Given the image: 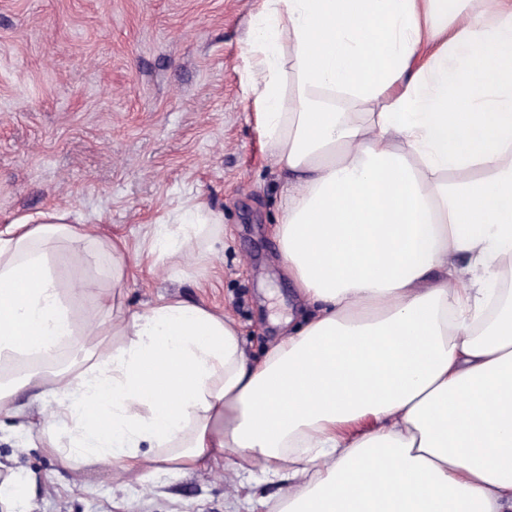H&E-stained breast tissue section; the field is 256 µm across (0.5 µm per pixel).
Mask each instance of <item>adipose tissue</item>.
<instances>
[{"mask_svg": "<svg viewBox=\"0 0 512 512\" xmlns=\"http://www.w3.org/2000/svg\"><path fill=\"white\" fill-rule=\"evenodd\" d=\"M245 55L285 181L288 275L311 306L254 360L233 319L160 298L90 341L50 271L90 235L43 211L0 231V363L69 365L46 447L72 467L244 469L274 512H512V0H257ZM156 225L169 254L219 223ZM251 477L258 482L257 492L258 496H264V497H274L268 501L267 506H260L259 504H247L242 503L240 511L242 512H248V511H254V512H267L270 511V507L277 501L276 496H279L283 490L280 489L279 485L277 484H270L265 482L263 475L260 473L258 468H253Z\"/></svg>", "mask_w": 512, "mask_h": 512, "instance_id": "adipose-tissue-1", "label": "adipose tissue"}]
</instances>
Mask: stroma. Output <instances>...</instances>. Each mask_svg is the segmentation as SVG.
I'll list each match as a JSON object with an SVG mask.
<instances>
[{
    "mask_svg": "<svg viewBox=\"0 0 512 512\" xmlns=\"http://www.w3.org/2000/svg\"><path fill=\"white\" fill-rule=\"evenodd\" d=\"M256 0H0V228L56 209L96 240L126 241L155 273L130 271L112 319L176 297L228 313L262 358L303 300L280 260L283 181L255 122L244 46ZM201 203L222 222L171 256L149 229ZM112 258L58 247L77 317L109 288ZM112 319L102 320L109 330ZM0 463L32 473L14 512H226L240 476L220 468L143 479L66 468L0 415Z\"/></svg>",
    "mask_w": 512,
    "mask_h": 512,
    "instance_id": "stroma-1",
    "label": "stroma"
}]
</instances>
